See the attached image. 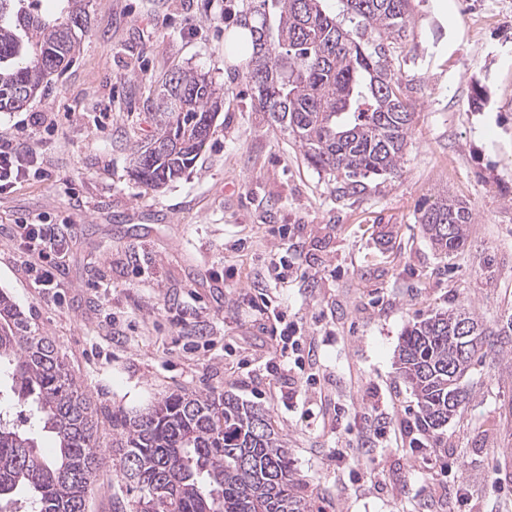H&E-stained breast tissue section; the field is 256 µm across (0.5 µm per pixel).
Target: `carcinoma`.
Returning <instances> with one entry per match:
<instances>
[{
    "instance_id": "1",
    "label": "carcinoma",
    "mask_w": 512,
    "mask_h": 512,
    "mask_svg": "<svg viewBox=\"0 0 512 512\" xmlns=\"http://www.w3.org/2000/svg\"><path fill=\"white\" fill-rule=\"evenodd\" d=\"M68 22L38 0H0V112L17 110L60 76L80 52L84 0H67ZM276 9L270 23L266 4ZM355 30H344L320 0H261L251 27L246 72L260 111L291 128L311 166L342 178L354 194L370 175L397 172L412 122L400 85L388 74L389 46L403 44L410 0H346ZM220 106L205 78L176 71L158 98L157 133L136 151L132 176L153 188L181 177L203 150ZM471 210L440 199L421 215L438 252L466 242ZM469 323L464 341L457 329ZM496 332L465 308L436 311L410 325L399 346L403 381L417 398L415 427L432 448L448 447L444 429L466 400L462 376ZM35 407L56 455L39 451L36 432L0 416V512H83L99 463L102 407L68 372L57 345L40 336L0 291V376ZM119 470L137 492L135 512H300L298 483L284 439L269 414L222 394L166 396L147 411L112 415Z\"/></svg>"
}]
</instances>
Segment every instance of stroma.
<instances>
[{
    "label": "stroma",
    "instance_id": "stroma-1",
    "mask_svg": "<svg viewBox=\"0 0 512 512\" xmlns=\"http://www.w3.org/2000/svg\"><path fill=\"white\" fill-rule=\"evenodd\" d=\"M85 3L76 61L0 112V139L38 134L36 171L0 189V289L107 411L86 512H132L113 415L180 389L269 412L301 512H512V335L471 367L444 448L414 446L397 365L405 329L433 311L461 306L492 330L512 319V0H411L389 56L414 112L408 146L397 173L351 196L258 111L247 61L227 53L259 0ZM176 70L204 75L223 107L194 166L153 189L130 160ZM444 198L472 212L450 256L419 221ZM34 215L71 231L50 290L12 236ZM284 330L314 350L303 380L266 367ZM363 447L358 468L337 456Z\"/></svg>",
    "mask_w": 512,
    "mask_h": 512
}]
</instances>
